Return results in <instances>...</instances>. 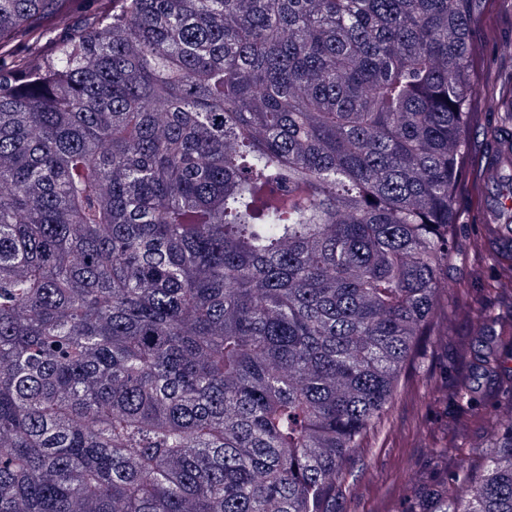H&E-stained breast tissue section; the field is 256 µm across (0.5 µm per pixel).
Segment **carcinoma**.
I'll use <instances>...</instances> for the list:
<instances>
[{"label":"carcinoma","instance_id":"carcinoma-1","mask_svg":"<svg viewBox=\"0 0 512 512\" xmlns=\"http://www.w3.org/2000/svg\"><path fill=\"white\" fill-rule=\"evenodd\" d=\"M505 3L0 0V512H332L450 296L484 461L393 512H512ZM463 196L503 311L448 280ZM496 41L498 46L496 49L489 48L488 53L497 61L494 69L485 73L482 78V84L489 93L497 90L499 78L502 74L512 70V53L510 45L512 44V16L511 10L501 13L495 20Z\"/></svg>","mask_w":512,"mask_h":512}]
</instances>
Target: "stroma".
<instances>
[{"label": "stroma", "mask_w": 512, "mask_h": 512, "mask_svg": "<svg viewBox=\"0 0 512 512\" xmlns=\"http://www.w3.org/2000/svg\"><path fill=\"white\" fill-rule=\"evenodd\" d=\"M498 45L491 52L494 69L482 83L495 92L502 74L512 71V13L503 12L495 21ZM464 337H433L412 367L402 373L401 386L388 414L366 435L353 465L352 499L336 501V512H385L402 484H418L445 464L469 457L473 439L462 434L447 457L427 449L428 439H441L448 431L457 404L447 389H435L434 376L447 373L449 387L464 348Z\"/></svg>", "instance_id": "35a3bbf8"}]
</instances>
